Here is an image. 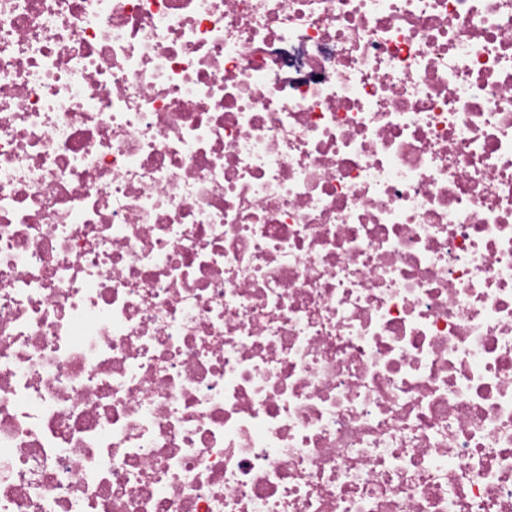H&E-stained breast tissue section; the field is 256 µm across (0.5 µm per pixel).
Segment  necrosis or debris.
<instances>
[{
  "label": "necrosis or debris",
  "mask_w": 512,
  "mask_h": 512,
  "mask_svg": "<svg viewBox=\"0 0 512 512\" xmlns=\"http://www.w3.org/2000/svg\"><path fill=\"white\" fill-rule=\"evenodd\" d=\"M0 512H512V0H0Z\"/></svg>",
  "instance_id": "4bbe7bcc"
}]
</instances>
